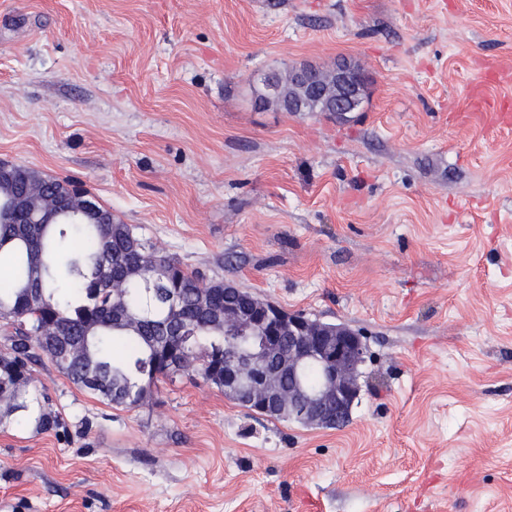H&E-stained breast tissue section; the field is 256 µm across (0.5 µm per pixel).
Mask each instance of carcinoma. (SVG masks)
<instances>
[{
    "label": "carcinoma",
    "instance_id": "obj_1",
    "mask_svg": "<svg viewBox=\"0 0 512 512\" xmlns=\"http://www.w3.org/2000/svg\"><path fill=\"white\" fill-rule=\"evenodd\" d=\"M70 182L17 165L0 178V405L27 409L32 365L45 355L72 383L116 407L141 406L162 377L198 371L224 387L226 282L136 237L99 205L73 221L54 203Z\"/></svg>",
    "mask_w": 512,
    "mask_h": 512
}]
</instances>
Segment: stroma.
<instances>
[{"label":"stroma","instance_id":"stroma-1","mask_svg":"<svg viewBox=\"0 0 512 512\" xmlns=\"http://www.w3.org/2000/svg\"><path fill=\"white\" fill-rule=\"evenodd\" d=\"M341 60L356 111L260 102L271 71ZM491 112L512 113V0H0V160L367 346L336 428L195 371L116 408L41 360L0 415V512H512V126Z\"/></svg>","mask_w":512,"mask_h":512}]
</instances>
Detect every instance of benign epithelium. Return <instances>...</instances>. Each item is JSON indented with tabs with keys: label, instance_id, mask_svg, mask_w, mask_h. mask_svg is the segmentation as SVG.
Returning <instances> with one entry per match:
<instances>
[{
	"label": "benign epithelium",
	"instance_id": "1",
	"mask_svg": "<svg viewBox=\"0 0 512 512\" xmlns=\"http://www.w3.org/2000/svg\"><path fill=\"white\" fill-rule=\"evenodd\" d=\"M265 98L279 103L288 112L304 111V103L325 101L331 112H354L365 89L362 72L348 62H340L328 72L312 65L288 67V82L270 75L263 81ZM69 211L83 216L94 209L89 195L70 186ZM224 324L245 325L262 330V355L224 353V396L242 401L247 409L261 414L288 402V415L311 427L334 426L348 419L359 396L358 367L365 345L361 335L344 323L310 320L300 314H288L261 299L251 310H241L232 302L224 303ZM288 334V352L279 362V370L266 367L264 354L277 347ZM316 362L322 368L321 385L310 390L301 373ZM288 371L292 382L283 388L278 371Z\"/></svg>",
	"mask_w": 512,
	"mask_h": 512
}]
</instances>
